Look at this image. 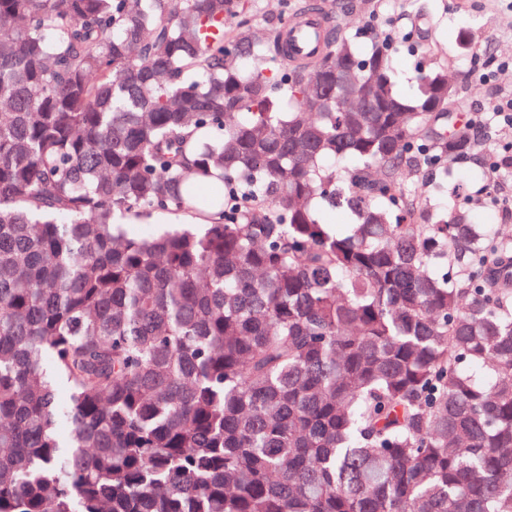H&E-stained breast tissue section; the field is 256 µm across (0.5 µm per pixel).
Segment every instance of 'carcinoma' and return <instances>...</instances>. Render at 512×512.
Masks as SVG:
<instances>
[{
    "mask_svg": "<svg viewBox=\"0 0 512 512\" xmlns=\"http://www.w3.org/2000/svg\"><path fill=\"white\" fill-rule=\"evenodd\" d=\"M291 19L0 0V512H512V236L452 171L488 139L447 68L290 59Z\"/></svg>",
    "mask_w": 512,
    "mask_h": 512,
    "instance_id": "carcinoma-1",
    "label": "carcinoma"
}]
</instances>
